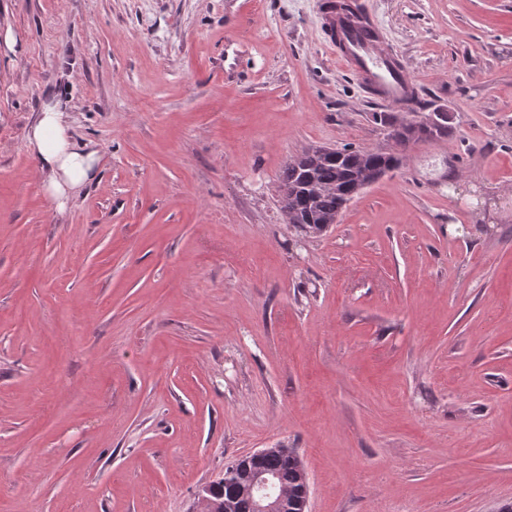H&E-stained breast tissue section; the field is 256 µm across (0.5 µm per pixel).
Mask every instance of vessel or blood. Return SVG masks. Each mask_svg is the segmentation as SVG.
Here are the masks:
<instances>
[{
	"label": "vessel or blood",
	"instance_id": "1",
	"mask_svg": "<svg viewBox=\"0 0 512 512\" xmlns=\"http://www.w3.org/2000/svg\"><path fill=\"white\" fill-rule=\"evenodd\" d=\"M336 3L324 0L323 25L329 48L373 101L401 104L417 90L404 60L388 47L369 10H361L355 19L337 9Z\"/></svg>",
	"mask_w": 512,
	"mask_h": 512
}]
</instances>
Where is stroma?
I'll return each instance as SVG.
<instances>
[{
    "instance_id": "obj_1",
    "label": "stroma",
    "mask_w": 512,
    "mask_h": 512,
    "mask_svg": "<svg viewBox=\"0 0 512 512\" xmlns=\"http://www.w3.org/2000/svg\"><path fill=\"white\" fill-rule=\"evenodd\" d=\"M362 3L446 136L389 138L322 0H0V512H198L277 445L306 512L512 503V0ZM53 98L103 154L62 206ZM321 146L403 162L305 235ZM28 141L38 157V173L47 191L65 205L70 194L94 180L99 172L100 152L70 140L64 112L47 102L28 132Z\"/></svg>"
}]
</instances>
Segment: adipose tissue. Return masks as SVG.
Returning <instances> with one entry per match:
<instances>
[{
  "label": "adipose tissue",
  "mask_w": 512,
  "mask_h": 512,
  "mask_svg": "<svg viewBox=\"0 0 512 512\" xmlns=\"http://www.w3.org/2000/svg\"><path fill=\"white\" fill-rule=\"evenodd\" d=\"M28 141L38 157V173L59 203H66L73 191L96 178L99 150L71 141L64 114L56 103L44 104L28 132Z\"/></svg>",
  "instance_id": "obj_1"
}]
</instances>
